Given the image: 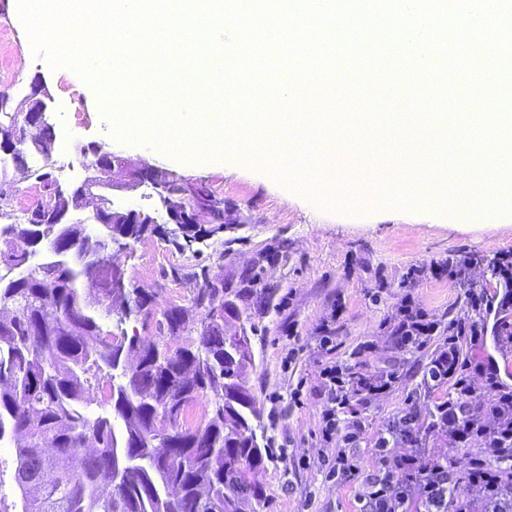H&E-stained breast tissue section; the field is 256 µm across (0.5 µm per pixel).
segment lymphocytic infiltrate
I'll list each match as a JSON object with an SVG mask.
<instances>
[{"label": "lymphocytic infiltrate", "mask_w": 512, "mask_h": 512, "mask_svg": "<svg viewBox=\"0 0 512 512\" xmlns=\"http://www.w3.org/2000/svg\"><path fill=\"white\" fill-rule=\"evenodd\" d=\"M460 337L448 335L439 320L412 302L402 304L391 326V346L399 352L429 350L423 389L394 414L389 425L371 431L366 411L392 391L401 374L396 365L368 372L329 360L320 370L322 439L330 453L301 455L302 469L321 470L327 482L353 485L363 512H512V384H505L495 359L468 367ZM446 384V398L429 391ZM447 431L454 442L471 437L481 447L458 457L449 448L424 441ZM370 444L372 464L358 450ZM407 453L396 454L397 445Z\"/></svg>", "instance_id": "f902f5d3"}]
</instances>
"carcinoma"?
Masks as SVG:
<instances>
[{"instance_id": "carcinoma-1", "label": "carcinoma", "mask_w": 512, "mask_h": 512, "mask_svg": "<svg viewBox=\"0 0 512 512\" xmlns=\"http://www.w3.org/2000/svg\"><path fill=\"white\" fill-rule=\"evenodd\" d=\"M55 129L34 134L27 149V177L40 188L41 203L56 210L53 156L41 146ZM196 202L211 204V222L224 223L221 201L206 188ZM45 238L70 237L83 253L90 238L78 224H38ZM465 288H501V259H473L448 268ZM84 271L66 255L44 257L37 248L21 254L13 273L0 271V443H15V472L45 468L59 475L39 495L22 484L19 512H268L264 488L250 475L264 467L269 449L250 375L255 356L250 318L235 299L248 294L262 302L269 291L256 273L246 288L203 277L194 304L207 310L197 336L173 350L151 338L106 330L102 320L149 310L153 297L125 289L107 309L93 305ZM51 297L55 313L44 309ZM242 321L231 336L224 316ZM159 327L175 336L186 329V310L164 312ZM107 408L91 410L92 395ZM212 407L195 426L184 415L197 399Z\"/></svg>"}]
</instances>
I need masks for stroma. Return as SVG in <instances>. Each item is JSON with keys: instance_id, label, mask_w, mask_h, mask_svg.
<instances>
[{"instance_id": "1", "label": "stroma", "mask_w": 512, "mask_h": 512, "mask_svg": "<svg viewBox=\"0 0 512 512\" xmlns=\"http://www.w3.org/2000/svg\"><path fill=\"white\" fill-rule=\"evenodd\" d=\"M17 0L0 9V64L24 60L15 76L0 78V88L24 87L43 75L54 97V123L63 127L68 97H76L90 121L77 142L112 146L124 157L141 160L183 178L199 182L224 200L225 209L239 216L236 224L195 240L183 237L178 225H163L146 233L119 254L129 287L154 294L148 315L127 319L131 334L155 337L163 313L172 307L188 311L181 335L168 338L171 348L190 340L206 317L195 307L194 294L203 277L240 285L242 274L259 272L262 287L274 293L271 305L252 296L237 306L255 323L252 375L257 408L266 437L287 444V457L270 456L257 475L271 498L270 512H360L353 486L329 487L317 469L298 468L301 454L325 452L321 438L322 401L319 372L325 355L318 348L323 327L333 329V360L357 364L367 371L391 356L388 322L405 299L441 322L466 316L465 290L448 275L449 259L475 255L487 260L512 253V214L461 217L418 208L398 209L369 198L365 170L379 167L372 137L359 130L347 133L339 155L363 153L360 171L337 169L335 183L317 184L307 195L277 176L262 162L207 159L189 162L157 150L148 142L127 143L112 132V120L98 105L100 94L71 68L51 69L44 55L34 53L24 27L15 25ZM437 266L438 274L415 279L414 268ZM373 347L360 351L363 342ZM299 353L291 366L283 359L289 348ZM427 351L406 354L402 380L368 413L372 430L382 429L419 388ZM302 387L300 403L290 393ZM279 406H271V397ZM278 419H271L270 409Z\"/></svg>"}]
</instances>
